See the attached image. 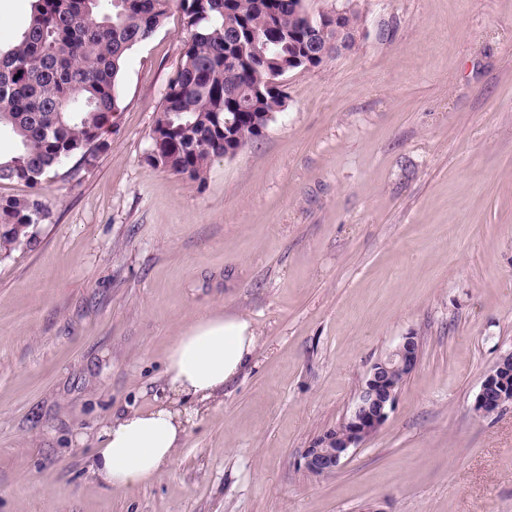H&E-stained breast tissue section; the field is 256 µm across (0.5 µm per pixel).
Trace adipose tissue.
Segmentation results:
<instances>
[{"label": "adipose tissue", "instance_id": "ef3b65f1", "mask_svg": "<svg viewBox=\"0 0 512 512\" xmlns=\"http://www.w3.org/2000/svg\"><path fill=\"white\" fill-rule=\"evenodd\" d=\"M260 337L241 315L207 316L176 336L165 358L164 394L147 411L114 418L98 435L91 470L112 489L144 484L169 469L190 419L224 393Z\"/></svg>", "mask_w": 512, "mask_h": 512}]
</instances>
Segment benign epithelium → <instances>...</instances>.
Returning a JSON list of instances; mask_svg holds the SVG:
<instances>
[{
  "label": "benign epithelium",
  "instance_id": "benign-epithelium-1",
  "mask_svg": "<svg viewBox=\"0 0 512 512\" xmlns=\"http://www.w3.org/2000/svg\"><path fill=\"white\" fill-rule=\"evenodd\" d=\"M347 10L348 7H342L330 25L325 24L323 19L311 22V28L323 34L329 29H336V36L325 43L318 56L323 57L333 50L339 53L356 45L360 30L343 25V17ZM419 358L418 338L405 336L386 357L375 362L361 386L354 407L346 418V422L350 424V432L345 436L330 437L322 444L316 441L304 449L301 455L303 468L316 476H325L336 470L350 450L359 447L365 440L369 430L380 428L387 420L400 387L393 378L394 371L398 368L413 371ZM511 367L512 352L502 355L495 362L475 399V411L493 413L507 403V400L498 394V386L505 383Z\"/></svg>",
  "mask_w": 512,
  "mask_h": 512
}]
</instances>
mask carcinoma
<instances>
[{
  "label": "carcinoma",
  "mask_w": 512,
  "mask_h": 512,
  "mask_svg": "<svg viewBox=\"0 0 512 512\" xmlns=\"http://www.w3.org/2000/svg\"><path fill=\"white\" fill-rule=\"evenodd\" d=\"M33 0L15 42L0 50V130L14 155L0 157V182L32 192L0 200V253L31 243L49 217L42 179L69 157L105 150L120 103L127 53L177 8L191 32L152 130L148 163L195 181L226 148L259 138L285 95L269 88L334 31L314 35L304 0Z\"/></svg>",
  "instance_id": "1"
}]
</instances>
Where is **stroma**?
Returning a JSON list of instances; mask_svg holds the SVG:
<instances>
[{
  "label": "stroma",
  "instance_id": "stroma-1",
  "mask_svg": "<svg viewBox=\"0 0 512 512\" xmlns=\"http://www.w3.org/2000/svg\"><path fill=\"white\" fill-rule=\"evenodd\" d=\"M352 49L283 79L284 111L204 182L148 164L189 37L171 11L127 54L110 147L44 179L0 255V512H512V0H357ZM240 314L254 360L171 468L96 483L97 436L149 409L166 352ZM386 423L330 475L301 454L403 336ZM510 366L512 376V352L502 355L492 366V370L484 380L475 399L474 410L476 412L493 413L503 404L511 401L506 400L502 395H497L498 386L505 384Z\"/></svg>",
  "mask_w": 512,
  "mask_h": 512
}]
</instances>
